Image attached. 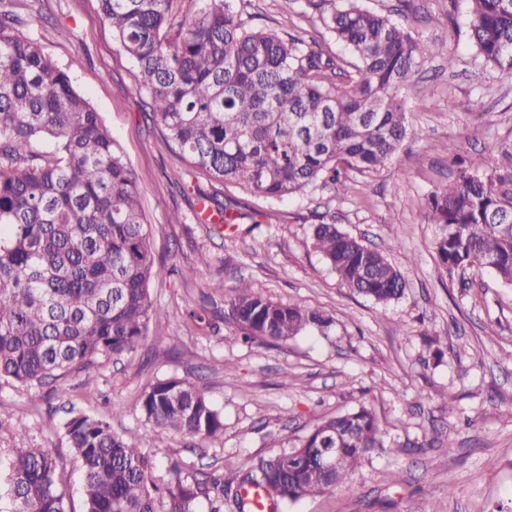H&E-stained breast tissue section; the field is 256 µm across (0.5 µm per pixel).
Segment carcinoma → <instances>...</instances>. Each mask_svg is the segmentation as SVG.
<instances>
[{"instance_id": "obj_1", "label": "carcinoma", "mask_w": 512, "mask_h": 512, "mask_svg": "<svg viewBox=\"0 0 512 512\" xmlns=\"http://www.w3.org/2000/svg\"><path fill=\"white\" fill-rule=\"evenodd\" d=\"M122 49L138 66L148 117L178 156L226 185L282 200L318 184L346 186L350 169L383 167L408 134L413 74L433 46L358 0H305L356 59L344 69L316 43L242 20L248 0H99ZM469 38L485 64L512 77V0H468ZM455 179L428 201L439 226L438 264L487 270L512 284V193L448 146ZM198 196L234 222L238 203ZM138 180L99 112L41 45L0 13V380L55 388L100 360L128 354L160 318L150 284L164 275L146 227ZM311 245L350 290L379 304L406 283L386 255L341 231L313 225ZM224 317L246 342L284 344L326 333L319 310L273 301L245 283ZM149 432L175 431L222 445L224 418L179 378L159 379L136 403ZM63 437L81 462L83 512H248L254 485L286 505L346 483L384 449L375 414L323 418L298 444L243 475L193 474L179 462L151 479L152 460L104 417L69 411ZM335 449L326 470L318 449ZM0 512H67L48 448L0 449Z\"/></svg>"}]
</instances>
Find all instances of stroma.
<instances>
[{
  "instance_id": "stroma-1",
  "label": "stroma",
  "mask_w": 512,
  "mask_h": 512,
  "mask_svg": "<svg viewBox=\"0 0 512 512\" xmlns=\"http://www.w3.org/2000/svg\"><path fill=\"white\" fill-rule=\"evenodd\" d=\"M447 53L426 59L408 104L413 135L372 173L350 171L345 190L320 186L290 199L256 197L197 174L147 125L135 91L136 63L120 48L99 0H0L15 28L38 42L100 113L138 176L156 256L168 269L150 286L165 317L121 359L102 360L49 398L31 399L0 381V448L52 449L69 512H82V473L60 425L69 407L112 415L115 431L140 444L163 476L171 459L202 462L194 440L162 433L143 440L134 407L150 381L176 376L202 389L224 414V469L244 470L296 444L322 418L366 406L385 448L352 480L279 512H512V285L493 273L439 267L428 196L449 182L448 146L474 169H496L512 189V77L486 67L469 40L467 0H359ZM245 20L322 45L344 67L353 57L303 0H249ZM240 201L246 218L217 234L198 222L197 191ZM180 223H173L172 214ZM383 251L406 281L382 306L344 287L310 233L320 220ZM208 265H200L199 254ZM283 304L326 311L328 334L308 332L271 346L243 342L224 322L239 281ZM207 308L198 328L186 313ZM178 337L174 351L157 343ZM454 406H443L444 396Z\"/></svg>"
}]
</instances>
